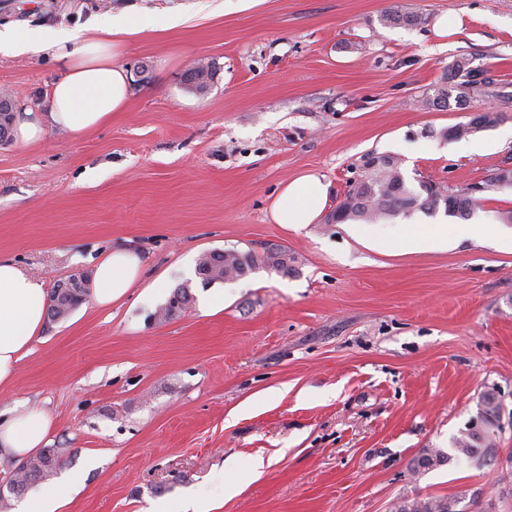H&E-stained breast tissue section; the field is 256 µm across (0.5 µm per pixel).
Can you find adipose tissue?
<instances>
[{"label": "adipose tissue", "instance_id": "ef3b65f1", "mask_svg": "<svg viewBox=\"0 0 512 512\" xmlns=\"http://www.w3.org/2000/svg\"><path fill=\"white\" fill-rule=\"evenodd\" d=\"M136 32L133 23L120 19L111 20L103 29L89 26L61 37L49 32H0V48L22 52L35 47L50 52L62 69L46 92L49 111L23 109L16 125L18 139L38 141L49 126L78 139L110 121L113 113L123 111L131 96V82L117 58L127 37ZM328 190L324 176L315 172L289 180L270 205L271 221L296 229L315 223L326 207ZM500 239V229L491 224L411 223L401 225L389 247L411 253L443 250L464 240L492 243ZM143 279V263L137 254L112 251L96 266L92 303L99 309L111 308ZM46 316L44 281L0 259V390L12 386L17 366L31 353ZM52 427L42 406L15 403L0 412V458L19 459L43 447Z\"/></svg>", "mask_w": 512, "mask_h": 512}]
</instances>
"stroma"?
<instances>
[{
    "instance_id": "35a3bbf8",
    "label": "stroma",
    "mask_w": 512,
    "mask_h": 512,
    "mask_svg": "<svg viewBox=\"0 0 512 512\" xmlns=\"http://www.w3.org/2000/svg\"><path fill=\"white\" fill-rule=\"evenodd\" d=\"M393 6L428 22L382 25ZM445 14L461 27L443 37ZM118 15L141 28L120 59L127 108L80 139L50 127L0 144V258L50 287L126 247L158 291L45 323L0 411L43 406L62 466L9 512L45 492L67 499L61 512H179L195 494L217 512H392L413 498L512 512V248L379 252L340 224L268 219L308 169L336 206L368 152L454 188L512 164V99L422 104L462 55L512 92V0H0L1 30L66 35ZM200 60L214 67L202 97L182 84ZM58 74L49 53H0V93L35 110ZM486 110L510 118L478 133L482 151L440 138ZM270 244L296 254L293 274L202 287V254ZM182 284L189 308L159 320ZM211 291L223 310L203 307ZM492 386L502 428L487 464L413 472L425 449L452 452Z\"/></svg>"
}]
</instances>
